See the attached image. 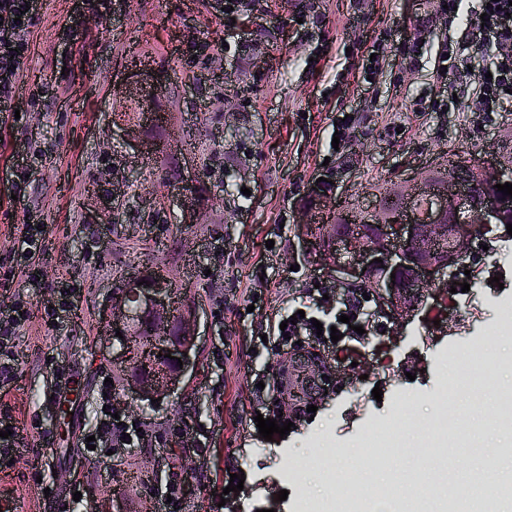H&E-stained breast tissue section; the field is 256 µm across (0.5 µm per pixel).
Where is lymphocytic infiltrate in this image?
<instances>
[{
    "label": "lymphocytic infiltrate",
    "instance_id": "1",
    "mask_svg": "<svg viewBox=\"0 0 512 512\" xmlns=\"http://www.w3.org/2000/svg\"><path fill=\"white\" fill-rule=\"evenodd\" d=\"M34 0H0V112L9 111L14 98L15 85L25 65L24 35L33 21L28 7ZM445 6L448 23L458 26V35L448 38V48L434 59L435 71L447 72L458 83L456 97L419 101L420 112L470 113L474 123L490 122L492 117L512 112V0H498L497 11H489L488 0H438ZM491 53L488 72L471 70L474 53ZM45 229L40 224H23L20 242L23 263L8 272L16 280L18 290L8 302L0 304V389H5L16 376L18 359L13 350L19 331L32 317L33 304L25 295L26 289L37 287L45 271L40 264ZM363 295L349 296L341 311L349 316V323L324 320L322 327L312 325L313 310H306L303 318L274 329L272 341L276 356L294 354L299 337H308L309 348L319 353L336 348L332 332L353 337V328L360 323Z\"/></svg>",
    "mask_w": 512,
    "mask_h": 512
}]
</instances>
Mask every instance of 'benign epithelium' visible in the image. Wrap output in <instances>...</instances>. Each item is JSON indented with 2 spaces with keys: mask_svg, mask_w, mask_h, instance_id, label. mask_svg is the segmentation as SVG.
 I'll return each instance as SVG.
<instances>
[{
  "mask_svg": "<svg viewBox=\"0 0 512 512\" xmlns=\"http://www.w3.org/2000/svg\"><path fill=\"white\" fill-rule=\"evenodd\" d=\"M158 74L147 66L136 67L135 85L124 87L126 95L144 103L141 126L131 129L134 134H142V128L151 125L157 112L153 100L162 81ZM113 165L123 171L125 179L112 182L111 198L102 203L104 212L111 215L128 201L130 186L139 183L138 173L126 168L123 160L115 159ZM473 173L488 184H496L511 177L512 169L504 167L500 155L461 157L448 171L442 188L426 180L417 191L404 192L401 199L396 197L400 189H395L390 200L399 201L397 215L377 224L369 236H363L352 224L346 228L330 226L321 242L307 230V221L300 228L301 239L314 255L328 254L338 260L340 283L370 278L371 302L376 310L389 306L399 316H408L421 309L427 289L456 265L471 239L473 225L499 227L503 211L512 208L510 198L488 205L472 203L468 188ZM377 258L382 263L375 262ZM196 318L193 303L174 300L173 286L162 271L137 272L125 278L122 292L112 303V329L124 335L115 360L126 372V390L151 401L179 389L196 350ZM147 340L162 354L164 364L150 368L134 361L135 348ZM179 360L181 367L177 366ZM293 363L296 384L288 395L291 407L306 396L307 383L324 372L323 360H313L303 350L293 356Z\"/></svg>",
  "mask_w": 512,
  "mask_h": 512,
  "instance_id": "obj_1",
  "label": "benign epithelium"
}]
</instances>
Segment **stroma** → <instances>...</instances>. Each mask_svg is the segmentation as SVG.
<instances>
[{
  "instance_id": "obj_1",
  "label": "stroma",
  "mask_w": 512,
  "mask_h": 512,
  "mask_svg": "<svg viewBox=\"0 0 512 512\" xmlns=\"http://www.w3.org/2000/svg\"><path fill=\"white\" fill-rule=\"evenodd\" d=\"M447 37L433 0H109L99 11L87 0H40L16 83L20 116L0 125V267L14 264L26 208L41 215L47 245L38 311L14 341L18 374L0 394V415L17 426L12 456L0 457V512H87L115 498L129 512H311L315 504L341 512L365 484L413 495L415 471L461 477L494 465L512 480V425L493 422L490 403L454 387L455 354L481 345L498 361L497 387L512 392V320L500 312L512 303V238L491 239L476 260L449 271L410 319H366L367 335L347 339L315 415L281 412L295 424L290 434L268 441L254 422L256 375L282 369L263 335L303 303L339 306L338 282L298 240L313 183L326 178L332 196L361 202L378 184L417 178L450 146L512 151V114L478 127L455 112L414 111L420 98L451 91L433 72ZM414 41L424 51L416 64L401 51ZM374 43L381 68L368 84ZM132 44L163 73L168 152L203 163L216 150L229 167L214 173L207 207L185 227L179 202L153 194L161 158L116 126ZM343 112L355 115V131L336 149L332 121ZM117 151L147 193L106 230L96 195L112 188ZM18 152L42 157L24 204L11 197ZM226 178L243 190L237 204L228 202ZM156 204V223H135V213ZM151 264L167 270L176 295L197 303L200 348L187 385L154 403L124 393L107 334L113 289ZM458 282L469 291L452 293ZM63 284L78 302L68 327L56 330L44 308ZM106 377L114 408L141 420L145 436L133 448L87 455L79 438L95 428ZM443 392L456 405L466 452L452 447L423 463L388 450L371 462L370 448L393 421L400 441L418 447ZM326 448L335 468L305 466ZM142 468L157 481L118 483L121 472ZM239 472L243 490L225 493ZM172 486L179 496L170 502Z\"/></svg>"
}]
</instances>
